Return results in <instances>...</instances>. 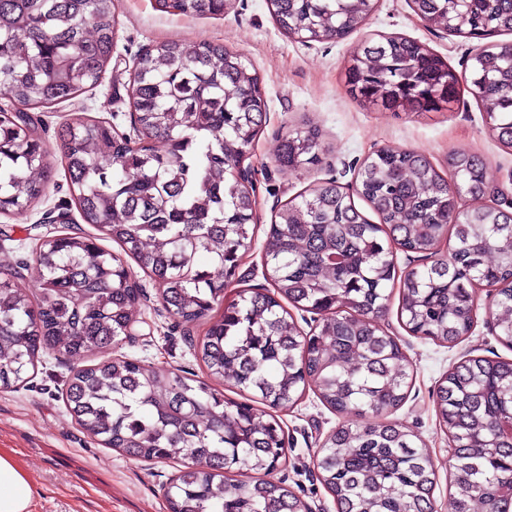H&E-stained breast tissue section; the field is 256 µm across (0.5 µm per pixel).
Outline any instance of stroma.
<instances>
[{
	"instance_id": "35a3bbf8",
	"label": "stroma",
	"mask_w": 512,
	"mask_h": 512,
	"mask_svg": "<svg viewBox=\"0 0 512 512\" xmlns=\"http://www.w3.org/2000/svg\"><path fill=\"white\" fill-rule=\"evenodd\" d=\"M119 4L116 49L101 83L74 99L29 112L55 178L36 207L0 216V265L16 271L21 288L33 286L29 268L41 242L82 223L62 173L60 127L92 116L118 131H129L135 59L150 45L168 40L223 43L242 53L263 79L267 123L251 158L258 172L255 243L242 262L239 282L229 286L226 298H234L242 289L265 287L261 245L276 210L318 181L334 178L352 186L363 159L374 150L415 151L442 170L449 152L475 153L485 158L494 186L512 196V150L489 135L485 114L469 93H461L449 112H391L363 106L347 92L345 67L350 53L377 34L396 33L419 41L459 72L478 53L479 41L426 24L409 0H378L366 24L337 42H301L283 36L266 0H237L235 12L215 18L161 13L153 0H119ZM304 120L323 132L322 161L309 170L291 172L279 165L276 150L289 128ZM126 265L142 289L138 304L142 321L135 334L116 347V354L203 375V365L190 351L202 328L178 324L164 310L156 284L134 260ZM488 303L486 293H479L474 328L452 347L409 334L396 313H389L383 323L400 339L414 366L408 398L392 419L413 430L429 448L437 474L438 512H448L453 459L434 407L436 384L449 367L468 356L512 360V348L503 345L494 331ZM70 369V363L47 357L26 387L0 389V451L13 454L29 471L33 512H169L165 486L176 462L130 459L87 435L68 414L63 399ZM278 416L289 440L288 462L273 473V480L293 488L310 512H336L314 465L323 439L338 422L336 413L310 391Z\"/></svg>"
}]
</instances>
